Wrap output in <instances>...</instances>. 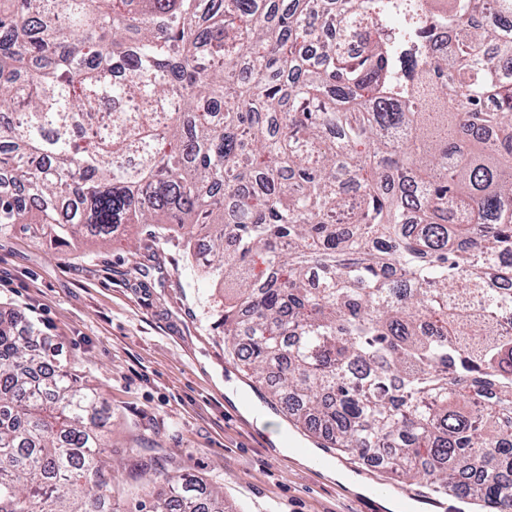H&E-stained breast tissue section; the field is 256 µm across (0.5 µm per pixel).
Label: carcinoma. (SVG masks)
Wrapping results in <instances>:
<instances>
[{"mask_svg":"<svg viewBox=\"0 0 512 512\" xmlns=\"http://www.w3.org/2000/svg\"><path fill=\"white\" fill-rule=\"evenodd\" d=\"M512 0H0V236L203 237L291 421L512 501ZM261 266V275L252 274ZM0 308V512H114L110 409ZM143 512H224L187 474Z\"/></svg>","mask_w":512,"mask_h":512,"instance_id":"obj_1","label":"carcinoma"}]
</instances>
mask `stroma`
<instances>
[{
  "mask_svg": "<svg viewBox=\"0 0 512 512\" xmlns=\"http://www.w3.org/2000/svg\"><path fill=\"white\" fill-rule=\"evenodd\" d=\"M223 298L172 231L151 238L132 226L112 243L84 239L64 250L24 233L0 236V305L42 329L112 408L104 454L115 465L108 489L118 512L156 494L157 484L138 475L144 463L202 478L234 512H385L394 488L423 492L324 447L274 410L224 343L214 310ZM285 439L362 479L368 493L281 454L275 443Z\"/></svg>",
  "mask_w": 512,
  "mask_h": 512,
  "instance_id": "obj_1",
  "label": "stroma"
}]
</instances>
